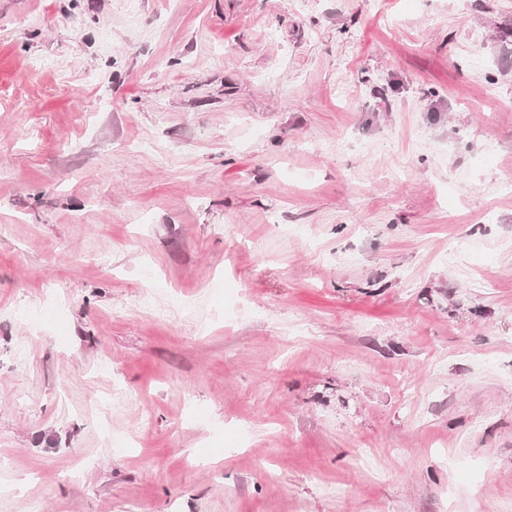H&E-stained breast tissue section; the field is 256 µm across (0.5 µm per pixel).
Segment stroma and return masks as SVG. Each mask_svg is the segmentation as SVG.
<instances>
[{
	"label": "stroma",
	"instance_id": "35a3bbf8",
	"mask_svg": "<svg viewBox=\"0 0 512 512\" xmlns=\"http://www.w3.org/2000/svg\"><path fill=\"white\" fill-rule=\"evenodd\" d=\"M0 512H512V0H0Z\"/></svg>",
	"mask_w": 512,
	"mask_h": 512
}]
</instances>
